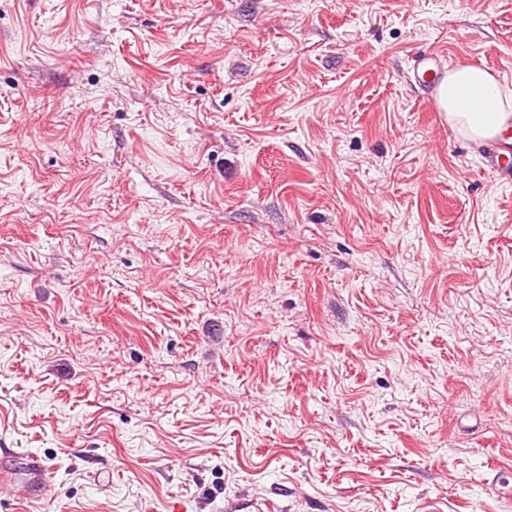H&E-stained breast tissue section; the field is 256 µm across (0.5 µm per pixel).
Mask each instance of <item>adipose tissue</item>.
Instances as JSON below:
<instances>
[{"instance_id":"1","label":"adipose tissue","mask_w":512,"mask_h":512,"mask_svg":"<svg viewBox=\"0 0 512 512\" xmlns=\"http://www.w3.org/2000/svg\"><path fill=\"white\" fill-rule=\"evenodd\" d=\"M440 103L449 124L475 145L512 130V90L502 87L485 68H449L440 87Z\"/></svg>"}]
</instances>
